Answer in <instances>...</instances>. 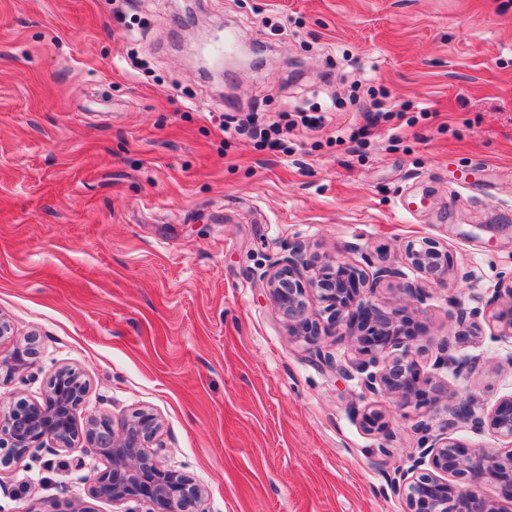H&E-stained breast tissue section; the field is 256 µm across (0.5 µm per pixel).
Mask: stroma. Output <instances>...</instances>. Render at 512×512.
Wrapping results in <instances>:
<instances>
[{
	"label": "stroma",
	"instance_id": "1",
	"mask_svg": "<svg viewBox=\"0 0 512 512\" xmlns=\"http://www.w3.org/2000/svg\"><path fill=\"white\" fill-rule=\"evenodd\" d=\"M226 22L258 65L202 78L185 47ZM353 86L396 107L358 146L363 115L334 96ZM255 103L330 120L278 151L222 132ZM425 238L464 274L413 314L421 377L448 395L388 403L383 437L360 424L375 396L324 361L346 339L291 334L266 277L299 243L416 282L405 248ZM510 271L512 0H0V316L39 351L0 400L76 369L77 423L157 415L149 451L206 488L204 512H409L394 478L417 422L512 393V339L464 343L448 318ZM97 463L82 441L12 463L0 512H135L91 496Z\"/></svg>",
	"mask_w": 512,
	"mask_h": 512
}]
</instances>
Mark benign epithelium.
Wrapping results in <instances>:
<instances>
[{"instance_id":"benign-epithelium-1","label":"benign epithelium","mask_w":512,"mask_h":512,"mask_svg":"<svg viewBox=\"0 0 512 512\" xmlns=\"http://www.w3.org/2000/svg\"><path fill=\"white\" fill-rule=\"evenodd\" d=\"M405 260L427 282L461 276L448 251L433 240L409 244ZM399 278L401 271L395 266L381 265L369 274L334 256L313 260L302 245L295 244L288 248V258L269 274L266 288L295 335L314 341L337 333L347 339L353 357L337 363L327 358L339 374L352 380L358 373L366 392L400 408L420 410L431 407L433 398L418 377L419 362L408 331L413 317L405 309L388 311L372 300L377 283ZM314 299L324 304L323 310L312 308ZM452 320L460 339L479 338L484 322L497 323L499 335L512 338V272L500 278L485 309L458 308ZM35 354L33 339L15 343L8 355H0V377L10 379L26 370ZM371 366L379 370L372 372ZM88 391L80 372L62 367L50 379L43 400L9 404L0 400V466L40 448L67 450L83 440L105 465L92 485L96 498L114 504L136 501L146 506L145 512H201L206 489L145 451L159 429L158 418L140 412L116 430L107 417L92 415L79 427L75 412ZM461 420L478 431H491L502 446L472 449L446 431L433 435L427 424L419 423L418 456L395 481L409 512H512V507L478 490L482 481L493 479L502 483L512 504V394L486 412L476 410L469 400L462 403L450 413L445 428ZM361 422L370 432L390 433L383 409L362 412Z\"/></svg>"}]
</instances>
